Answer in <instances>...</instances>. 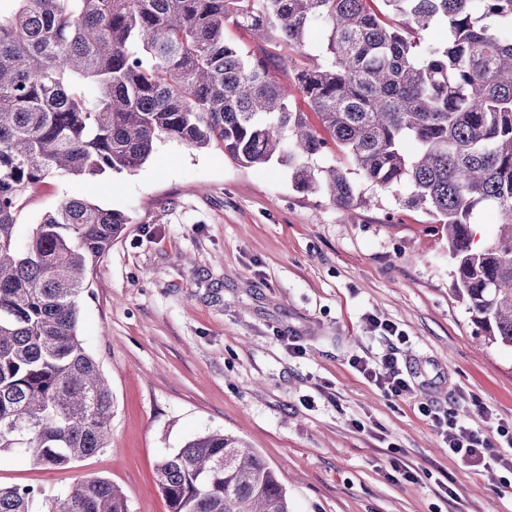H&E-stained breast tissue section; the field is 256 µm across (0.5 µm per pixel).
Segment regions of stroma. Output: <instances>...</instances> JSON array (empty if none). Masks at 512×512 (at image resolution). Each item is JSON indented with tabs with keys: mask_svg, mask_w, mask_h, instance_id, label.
Here are the masks:
<instances>
[{
	"mask_svg": "<svg viewBox=\"0 0 512 512\" xmlns=\"http://www.w3.org/2000/svg\"><path fill=\"white\" fill-rule=\"evenodd\" d=\"M344 211L288 168L244 167L218 147L160 140L139 169L53 176L24 226L80 196L130 219L80 300L79 335L112 387V445L62 469L0 455V484L48 512L76 483L117 485L130 512H168L163 457L204 431L241 438L273 468L293 512H512L501 468L472 472L417 411L478 406L512 425V350L484 340L450 292L440 225L362 182ZM393 322L414 392L384 395L349 365L389 348ZM417 480L393 474V460Z\"/></svg>",
	"mask_w": 512,
	"mask_h": 512,
	"instance_id": "obj_1",
	"label": "stroma"
}]
</instances>
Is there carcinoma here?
<instances>
[{"mask_svg":"<svg viewBox=\"0 0 512 512\" xmlns=\"http://www.w3.org/2000/svg\"><path fill=\"white\" fill-rule=\"evenodd\" d=\"M12 2L0 10V453L64 468L111 447L112 392L78 334L79 300L129 217L68 198L23 236L18 216L49 176L134 171L159 139L245 167L275 158L297 187L366 207L348 170L313 163L339 149L442 226L453 296L512 349V0ZM230 25L264 47L229 41ZM432 25L445 40L422 41ZM484 207L503 221L475 249ZM157 473L169 512H291L276 471L230 434L196 436ZM34 496L0 485V512H29ZM52 512L129 510L97 478Z\"/></svg>","mask_w":512,"mask_h":512,"instance_id":"cac0c4a2","label":"carcinoma"}]
</instances>
